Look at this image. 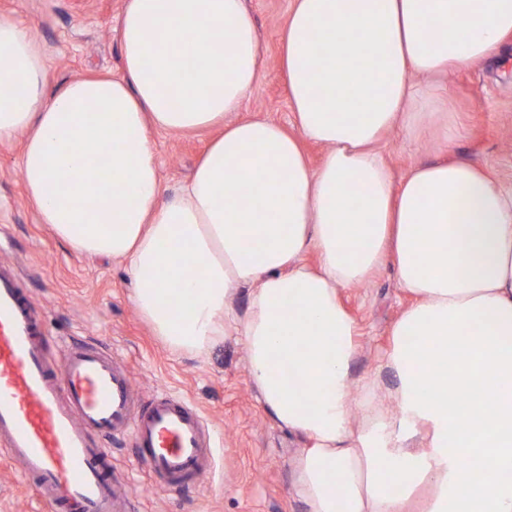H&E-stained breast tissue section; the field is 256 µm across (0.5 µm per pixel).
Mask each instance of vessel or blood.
<instances>
[{
    "mask_svg": "<svg viewBox=\"0 0 512 512\" xmlns=\"http://www.w3.org/2000/svg\"><path fill=\"white\" fill-rule=\"evenodd\" d=\"M127 432L167 486L212 467L209 429L194 406L163 390L138 408L126 371L98 345L51 350L41 312L14 268L0 264V452L54 512H124L97 441Z\"/></svg>",
    "mask_w": 512,
    "mask_h": 512,
    "instance_id": "obj_1",
    "label": "vessel or blood"
}]
</instances>
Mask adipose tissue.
<instances>
[{"label":"adipose tissue","instance_id":"obj_1","mask_svg":"<svg viewBox=\"0 0 512 512\" xmlns=\"http://www.w3.org/2000/svg\"><path fill=\"white\" fill-rule=\"evenodd\" d=\"M119 32L121 77L52 94L30 31L0 18V142L24 135L41 223L127 262L170 348L241 337L267 414L310 442L292 461L306 512H512V188L448 160L397 181L377 149L422 120L414 77L497 52L512 0H293L280 68L294 135L239 116L263 70L245 0H125ZM218 125L166 194L153 133ZM306 139L327 149L319 168ZM386 265L414 301L382 398L377 375L351 371L338 291Z\"/></svg>","mask_w":512,"mask_h":512}]
</instances>
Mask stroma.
I'll use <instances>...</instances> for the list:
<instances>
[{
    "instance_id": "35a3bbf8",
    "label": "stroma",
    "mask_w": 512,
    "mask_h": 512,
    "mask_svg": "<svg viewBox=\"0 0 512 512\" xmlns=\"http://www.w3.org/2000/svg\"><path fill=\"white\" fill-rule=\"evenodd\" d=\"M264 52L262 76L241 115L289 124L291 108L279 65V46L291 0H245ZM124 0H0V17L28 28L47 58L50 88L87 74L120 75L119 15ZM421 96L439 98L435 116L418 131L391 132L380 151L395 178L444 156L477 164L512 187V37L495 60L417 78ZM458 135L442 140V127ZM214 133H154L160 175L168 193L189 179ZM23 136L0 143V260L11 264L57 341H92L124 366L139 401L164 389L202 413L217 448L210 472L177 489L154 480L131 436L100 439L126 495L127 512H304L291 492V461L303 440L276 424L258 400L246 355L234 337L202 353L168 347L135 309V283L125 262L74 252L41 224L19 168ZM341 301L358 325L355 376L379 372L383 389L397 380L384 369L393 324L412 298L391 268L363 285L343 288ZM0 512H50L34 485L0 457Z\"/></svg>"
}]
</instances>
